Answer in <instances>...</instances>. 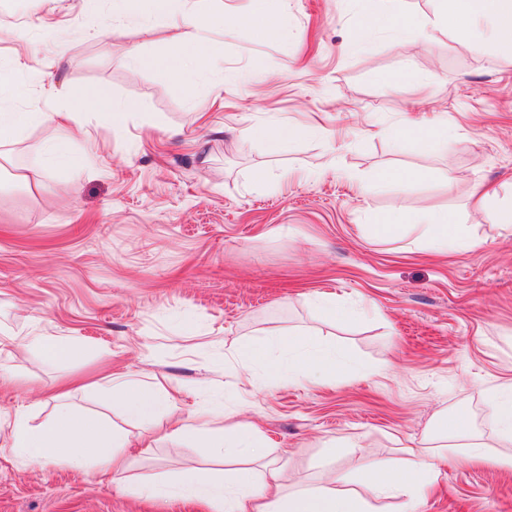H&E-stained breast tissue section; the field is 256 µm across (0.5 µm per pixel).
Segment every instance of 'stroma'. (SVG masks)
<instances>
[{
    "instance_id": "1",
    "label": "stroma",
    "mask_w": 512,
    "mask_h": 512,
    "mask_svg": "<svg viewBox=\"0 0 512 512\" xmlns=\"http://www.w3.org/2000/svg\"><path fill=\"white\" fill-rule=\"evenodd\" d=\"M366 6L286 0L274 41L214 28L222 67L193 80L152 67L174 51L166 31L113 28L110 0H0V70L28 88L8 109L32 115L0 141V336L16 338L11 363L29 380L0 386V417L23 408L42 423L71 378L89 387L67 404L101 411L99 387L120 373L183 395L182 416L238 413L301 486L345 474L351 489L359 455L398 462L400 443L443 416L467 413L493 436L487 392L512 383V232L475 189L512 195V54L438 29L418 44L377 31L349 50ZM133 49L149 66L131 65ZM101 87L132 106L121 131L111 110L82 113L72 150L84 171L49 166L54 130L34 113ZM282 122L300 132L284 153L242 140ZM415 126L447 128V148L406 137ZM387 168L427 177L378 180ZM425 200L479 248L440 255L415 229L375 232ZM330 299L361 318L325 320ZM305 331L335 347V383L281 384L260 366L253 383L239 378L238 347ZM34 334L81 353L49 361L25 347ZM458 454L448 449L417 512H512V472ZM130 462L122 492L80 469L0 457V512H208L131 488L223 468L188 435Z\"/></svg>"
}]
</instances>
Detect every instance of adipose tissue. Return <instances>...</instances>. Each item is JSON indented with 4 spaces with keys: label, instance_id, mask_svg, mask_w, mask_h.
Wrapping results in <instances>:
<instances>
[{
    "label": "adipose tissue",
    "instance_id": "adipose-tissue-1",
    "mask_svg": "<svg viewBox=\"0 0 512 512\" xmlns=\"http://www.w3.org/2000/svg\"><path fill=\"white\" fill-rule=\"evenodd\" d=\"M438 8L431 24L468 36L476 46L494 44L512 49V0H437ZM285 0H252L248 14L224 19L206 18L194 10L191 0H112L116 17L144 20L148 28L163 27L176 46L174 55L155 60L157 68L180 74H202L212 71L216 61L210 49L212 26L233 32L239 26L255 30L262 38L273 40L284 27ZM192 41L191 51H183L185 41ZM98 106L108 107L115 121H122L130 106L114 101L107 90H97L92 97L82 98L74 107L62 112L42 113L44 123L55 130L46 151L74 172H82L83 161L71 149V125L79 112ZM422 238L436 251L473 250L477 241L464 237L454 215L425 208L413 219ZM239 356L244 366L265 359L271 377L281 382L307 378L315 385L336 380V352L318 334L303 332L279 334L264 342L242 349ZM102 399L107 407L119 409L138 421L144 430L143 449L153 448L155 427L159 417L171 416L175 422L168 429L171 437L190 434L197 437L211 455L235 461L236 466L224 470L219 478L197 472L179 475L175 488L184 497L207 503L210 512H380L376 503L396 499L401 512H414V505L424 489L441 475L445 458L441 448L453 440L462 441L465 452L461 462H487L511 470L512 455V390H490L486 399V415L496 428L494 441L473 433L468 415L457 414L448 427L425 436L410 446L413 458L407 468H396L376 462H364L356 470L367 495L337 491L327 487L286 491L282 484L283 468L270 458V443L256 428L240 423H225L222 415L199 411L187 418H175L174 396L153 385H128L122 378L112 380ZM125 434L102 419L60 406L56 414L41 426H32L27 411H16L0 420V456L4 455L28 466L53 462L85 470L100 477H111L122 484L128 461L122 453ZM499 447L501 455L491 454Z\"/></svg>",
    "mask_w": 512,
    "mask_h": 512
}]
</instances>
